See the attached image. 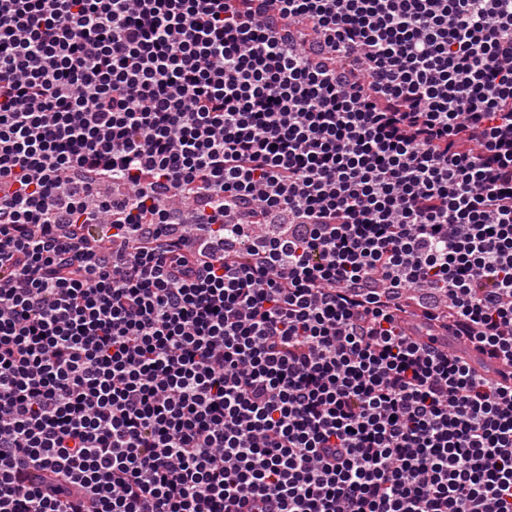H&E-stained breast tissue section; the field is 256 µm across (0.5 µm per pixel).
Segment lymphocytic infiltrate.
Instances as JSON below:
<instances>
[{"instance_id": "1", "label": "lymphocytic infiltrate", "mask_w": 512, "mask_h": 512, "mask_svg": "<svg viewBox=\"0 0 512 512\" xmlns=\"http://www.w3.org/2000/svg\"><path fill=\"white\" fill-rule=\"evenodd\" d=\"M512 0H0V512H512ZM442 348L449 353H455L462 356L467 363L477 371L490 375L492 378L501 382H511V370L489 362L480 352L472 348L465 347L455 336H438Z\"/></svg>"}]
</instances>
